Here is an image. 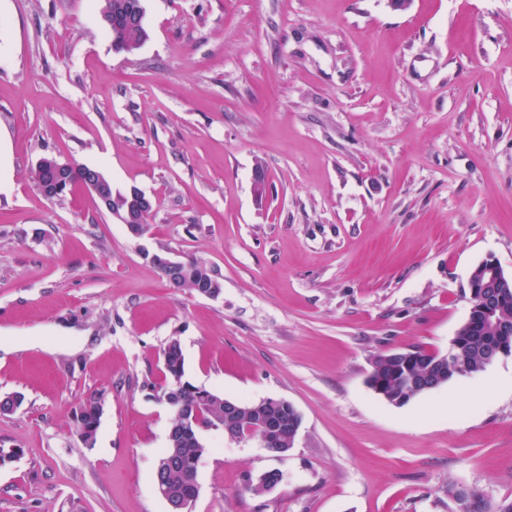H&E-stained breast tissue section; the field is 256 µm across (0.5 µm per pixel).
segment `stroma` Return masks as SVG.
I'll list each match as a JSON object with an SVG mask.
<instances>
[{"mask_svg":"<svg viewBox=\"0 0 512 512\" xmlns=\"http://www.w3.org/2000/svg\"><path fill=\"white\" fill-rule=\"evenodd\" d=\"M118 53L100 0H0V512H168L162 350L235 401L302 415L285 457L201 437L193 512H452L512 500V356L401 406L374 357L447 352L475 266L512 276V0H144ZM155 203L142 238L36 164ZM269 188L257 195L256 165ZM200 259L206 298L150 260ZM94 444L76 432L87 399ZM271 470L282 479L257 491ZM64 164L68 169V177L70 182L69 185L68 181L64 179L61 171ZM64 164L60 163L52 157L43 158L38 161L35 177L37 184L39 181L41 190L44 195L48 197H57L76 183L85 185L83 181L84 171L89 168V166L74 163ZM37 171L42 174L43 179L40 178L39 180V174ZM81 415L76 417L77 428L85 433V442L93 443L96 438L100 419V404L98 401L89 400L80 406ZM448 490H450V486ZM450 495L464 510H467L469 512H484L488 510V512H512V500H504L499 503H494L490 500L489 508L488 498L486 496H484L483 494V496H474L472 495L470 489L465 486L453 487L450 490ZM456 508L458 509L457 504Z\"/></svg>","mask_w":512,"mask_h":512,"instance_id":"obj_1","label":"stroma"}]
</instances>
